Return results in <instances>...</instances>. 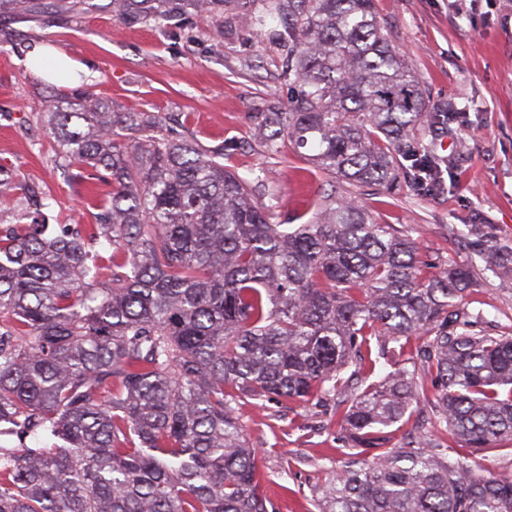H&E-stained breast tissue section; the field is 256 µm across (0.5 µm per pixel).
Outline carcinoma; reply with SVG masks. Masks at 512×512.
Returning <instances> with one entry per match:
<instances>
[{
	"mask_svg": "<svg viewBox=\"0 0 512 512\" xmlns=\"http://www.w3.org/2000/svg\"><path fill=\"white\" fill-rule=\"evenodd\" d=\"M119 20L195 15L273 36L300 90L257 117L321 171L388 191L400 158L448 128L390 49L373 0H111ZM42 117L68 179L112 192L97 223H49L43 182L0 166V512H278L246 402L336 398L347 448L312 493L318 512H512V475L474 469L512 442V336L474 329L471 271L433 262L410 235L331 192L312 220L277 224L257 177L224 169L151 112H114L91 90ZM512 288V247L489 245ZM410 344L430 385L398 368ZM439 429L389 447L421 408Z\"/></svg>",
	"mask_w": 512,
	"mask_h": 512,
	"instance_id": "obj_1",
	"label": "carcinoma"
}]
</instances>
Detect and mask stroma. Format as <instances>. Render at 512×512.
<instances>
[{"label": "stroma", "mask_w": 512, "mask_h": 512, "mask_svg": "<svg viewBox=\"0 0 512 512\" xmlns=\"http://www.w3.org/2000/svg\"><path fill=\"white\" fill-rule=\"evenodd\" d=\"M31 0L24 14L0 17V165L47 182L61 224H91L106 182L69 181L54 169L55 142L39 119L60 84L33 72V49L46 45L87 67L79 86L110 100L117 112L174 113L204 148H224V165L261 180L254 200L276 223L307 222L330 191L348 192L315 167L307 150L283 143L267 154L255 138V116L287 103L294 86L283 76L284 54L269 35L246 25L176 19L155 28L120 21L108 0ZM388 42L419 78L432 107L455 112L447 134L432 144L449 158L442 193L403 184L356 192L375 223L407 231L439 263L470 266L467 310L479 329L512 336V288L487 270L488 244L512 246V0H374ZM485 227V239L468 232ZM335 399L243 405L239 415L261 450L266 494L280 512H308L313 487L339 465L342 443Z\"/></svg>", "instance_id": "35a3bbf8"}]
</instances>
